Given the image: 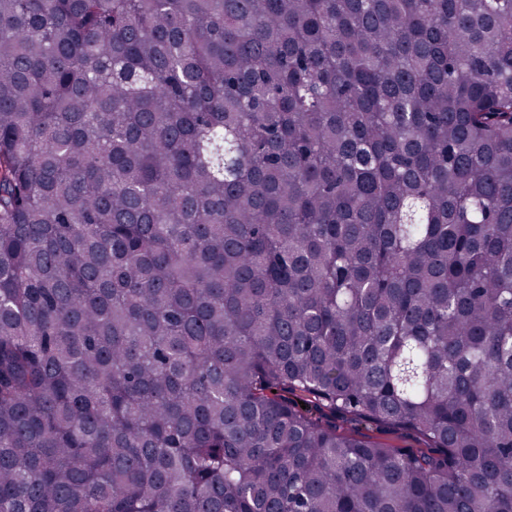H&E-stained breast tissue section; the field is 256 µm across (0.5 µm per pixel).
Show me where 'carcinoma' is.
<instances>
[{
	"mask_svg": "<svg viewBox=\"0 0 512 512\" xmlns=\"http://www.w3.org/2000/svg\"><path fill=\"white\" fill-rule=\"evenodd\" d=\"M0 512H512V0H0ZM343 426L368 440L382 442L395 448H424L415 434L405 431L382 429L369 423H344Z\"/></svg>",
	"mask_w": 512,
	"mask_h": 512,
	"instance_id": "cac0c4a2",
	"label": "carcinoma"
}]
</instances>
